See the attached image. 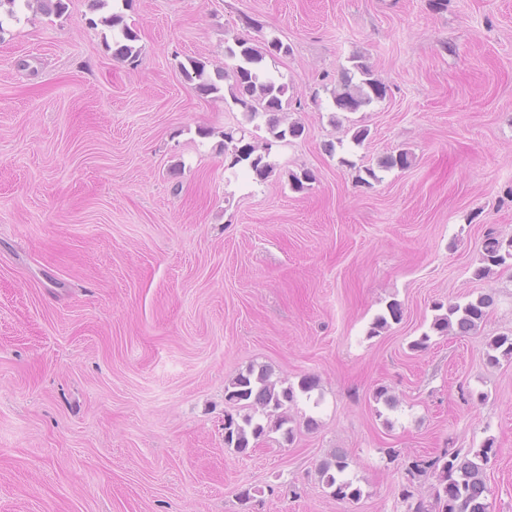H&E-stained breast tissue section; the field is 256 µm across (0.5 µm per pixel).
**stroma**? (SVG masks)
Instances as JSON below:
<instances>
[{
    "instance_id": "35a3bbf8",
    "label": "stroma",
    "mask_w": 512,
    "mask_h": 512,
    "mask_svg": "<svg viewBox=\"0 0 512 512\" xmlns=\"http://www.w3.org/2000/svg\"><path fill=\"white\" fill-rule=\"evenodd\" d=\"M116 11L135 62L99 22ZM241 36L290 46L266 66L304 129L263 182L228 168L224 132L260 141L264 122L228 81L195 89L193 61L215 74ZM355 57L387 95L340 113ZM401 150L409 168L359 183ZM490 231L512 237V0H68L4 20L0 512H405L402 490L433 483L413 462L488 443L490 512H512V360L486 347L512 330V271L473 276ZM482 293L476 330L432 331L435 303ZM251 367L319 387L292 439L242 454L224 388ZM337 452L359 500L319 479Z\"/></svg>"
}]
</instances>
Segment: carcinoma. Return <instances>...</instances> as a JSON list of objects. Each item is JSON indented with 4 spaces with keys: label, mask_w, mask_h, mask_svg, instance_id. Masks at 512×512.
I'll return each mask as SVG.
<instances>
[{
    "label": "carcinoma",
    "mask_w": 512,
    "mask_h": 512,
    "mask_svg": "<svg viewBox=\"0 0 512 512\" xmlns=\"http://www.w3.org/2000/svg\"><path fill=\"white\" fill-rule=\"evenodd\" d=\"M135 41L137 34L122 27L121 40L116 42V55L126 59L135 57ZM289 52L290 47L277 37L259 44L238 37L224 49L225 57L233 64L218 74V78L230 80L231 98L249 120L266 117V128L272 136L270 140L250 142L243 133H224V155L230 157V167L241 165L260 182L266 180L272 171V165L268 162L272 142L297 139L304 132V128L296 123L286 127L281 125L279 114L283 111V100L292 85L277 78L265 67L266 58L274 60ZM193 68L198 79L195 86L198 93L210 95L219 91L215 82L205 77L204 62H193ZM340 84L342 90L334 93V106L339 112H357L387 95V86L375 78L370 67L360 60L353 61L352 67L342 70ZM410 165L411 156L405 151L388 155L379 162V167L384 170L395 167L406 169ZM482 261L483 265L474 271V277L479 280L488 278L498 269H512V238L504 239L492 232L487 234L483 242ZM493 303L490 294H481L464 303L450 302L444 305L439 302L434 305L439 314L434 317L432 330L442 335L453 332L466 336L485 319ZM401 316L400 304L390 303L387 313L377 316L372 323L370 334H378L388 327L389 321L397 322ZM488 347L492 351L488 355L489 363L497 364L501 357L512 359V333L490 337ZM318 386L319 382L314 376L302 378L296 388L288 386L279 389L264 369L257 373L250 369L245 374H238L225 386V398L235 405L252 409L253 413L244 415L239 421L231 416L226 418L224 444L244 453L250 448V443L265 436L267 427L256 418L258 414L273 423L275 429H285L286 437H291L292 429L287 427L290 422L288 406L295 402L297 393L308 395ZM491 452L490 443L470 458L444 450L414 465V471L418 474L432 472L435 484L429 502L421 498L415 500L407 491L402 493L407 512H489L484 466ZM346 468L345 456L335 454L320 467V477L336 499L357 501L362 491L345 477Z\"/></svg>",
    "instance_id": "carcinoma-1"
}]
</instances>
